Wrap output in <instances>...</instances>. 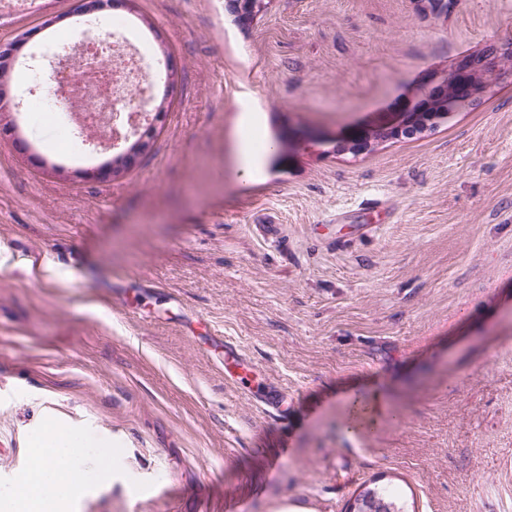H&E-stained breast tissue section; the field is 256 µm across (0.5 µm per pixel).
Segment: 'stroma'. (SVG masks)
<instances>
[{"instance_id": "obj_1", "label": "stroma", "mask_w": 512, "mask_h": 512, "mask_svg": "<svg viewBox=\"0 0 512 512\" xmlns=\"http://www.w3.org/2000/svg\"><path fill=\"white\" fill-rule=\"evenodd\" d=\"M130 15L176 69L134 170L83 176L54 125L0 108V492L60 427L112 466L73 457L82 491L43 489L59 512H345L372 481L408 512H512V79L421 133L336 145L512 40V0H272L245 30L227 0L101 13ZM251 128L276 148L247 177ZM378 195L394 216L359 231ZM190 314L282 385L287 421L225 382Z\"/></svg>"}]
</instances>
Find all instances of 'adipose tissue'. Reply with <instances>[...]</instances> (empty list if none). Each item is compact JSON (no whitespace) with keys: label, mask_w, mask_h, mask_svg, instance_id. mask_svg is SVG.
Here are the masks:
<instances>
[{"label":"adipose tissue","mask_w":512,"mask_h":512,"mask_svg":"<svg viewBox=\"0 0 512 512\" xmlns=\"http://www.w3.org/2000/svg\"><path fill=\"white\" fill-rule=\"evenodd\" d=\"M75 452L73 437L62 433L50 435L30 471L22 478L25 495L1 498L0 512H54L42 489L48 484L66 488L73 475L71 459Z\"/></svg>","instance_id":"ef3b65f1"}]
</instances>
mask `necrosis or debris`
Listing matches in <instances>:
<instances>
[{"label":"necrosis or debris","mask_w":512,"mask_h":512,"mask_svg":"<svg viewBox=\"0 0 512 512\" xmlns=\"http://www.w3.org/2000/svg\"><path fill=\"white\" fill-rule=\"evenodd\" d=\"M90 18L66 39L34 47L22 69L34 93L26 112L57 124L64 141L88 139L93 147L112 143V115L147 125L164 63L132 36L124 20L102 34Z\"/></svg>","instance_id":"necrosis-or-debris-1"}]
</instances>
